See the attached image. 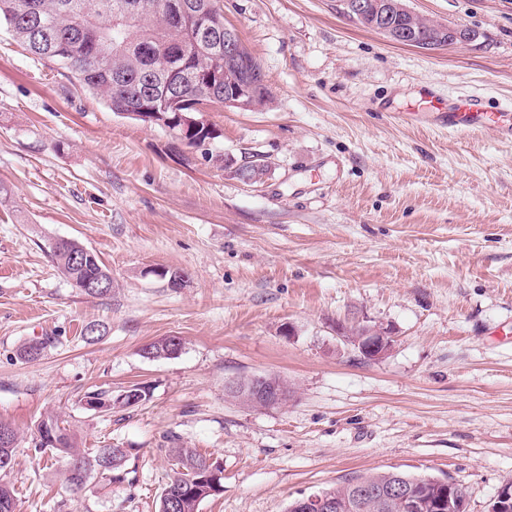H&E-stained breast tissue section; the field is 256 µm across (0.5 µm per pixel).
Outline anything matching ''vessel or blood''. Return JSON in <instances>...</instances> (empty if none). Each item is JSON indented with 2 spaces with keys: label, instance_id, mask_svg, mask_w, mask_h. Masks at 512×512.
I'll return each mask as SVG.
<instances>
[{
  "label": "vessel or blood",
  "instance_id": "b4317fda",
  "mask_svg": "<svg viewBox=\"0 0 512 512\" xmlns=\"http://www.w3.org/2000/svg\"><path fill=\"white\" fill-rule=\"evenodd\" d=\"M430 118L433 125L465 134L486 129L512 136V124L507 123L504 113L486 111L481 98L464 95L443 100L430 90L419 89L416 103L398 113L401 122L414 124L420 118Z\"/></svg>",
  "mask_w": 512,
  "mask_h": 512
}]
</instances>
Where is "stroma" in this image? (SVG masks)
I'll return each instance as SVG.
<instances>
[{
	"label": "stroma",
	"instance_id": "stroma-1",
	"mask_svg": "<svg viewBox=\"0 0 512 512\" xmlns=\"http://www.w3.org/2000/svg\"><path fill=\"white\" fill-rule=\"evenodd\" d=\"M405 4L476 36L426 51L337 0H224L269 97L199 113L217 137L192 152L0 27V421L17 434L15 512H158L176 446L221 470L199 512H287L371 471L449 477L467 512H488L512 482V138L392 117L421 87L512 107V0ZM218 154L261 156L268 172L243 183ZM61 237L98 254L110 295L58 273ZM361 317L390 330L385 357L338 337ZM91 322L106 327L93 342ZM166 336L181 351L146 358ZM42 337L39 359L17 357ZM267 373L287 403L225 396V382ZM134 384L150 400L109 414L82 403ZM52 415L83 451L130 449L125 481L71 487L63 459L33 449Z\"/></svg>",
	"mask_w": 512,
	"mask_h": 512
}]
</instances>
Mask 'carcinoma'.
Listing matches in <instances>:
<instances>
[{"label":"carcinoma","mask_w":512,"mask_h":512,"mask_svg":"<svg viewBox=\"0 0 512 512\" xmlns=\"http://www.w3.org/2000/svg\"><path fill=\"white\" fill-rule=\"evenodd\" d=\"M137 3L136 17L124 21L125 5ZM13 39L37 61L49 60L71 73L82 90L99 96L113 112L156 124L162 117L173 118L181 112L191 117L210 105L224 104V95L231 94L242 84L255 86L254 105L266 101L267 88L260 84L259 63L247 49L238 57L224 54L223 0H0V24ZM157 84V94L143 97L147 77ZM173 137L192 149H201L215 139L212 127L205 123L164 124ZM83 244L75 239L62 240L50 246L58 271L76 287L80 283L108 273L99 256L91 251L78 260L73 254ZM50 344L49 338L32 339L23 343L18 357L24 361L38 359ZM144 354L165 358L177 348L160 339L143 349ZM97 400L110 412L115 408H131L110 389L99 388L85 394ZM42 424L59 428L57 445L51 450L79 463L83 471L103 468V474L114 479L122 464L102 467L97 455H85L75 450L66 429L55 418ZM178 458L186 486L176 489L173 512H198L207 497L219 494L222 484L201 486L197 494L188 486L195 478H204L214 463L194 448L172 449ZM408 480L414 476L402 472H373L358 477L364 483H390L396 478ZM423 491L432 498L450 494L452 510L465 512L462 489L448 492L440 478L432 477ZM13 487L0 481V512H14Z\"/></svg>","instance_id":"cac0c4a2"}]
</instances>
